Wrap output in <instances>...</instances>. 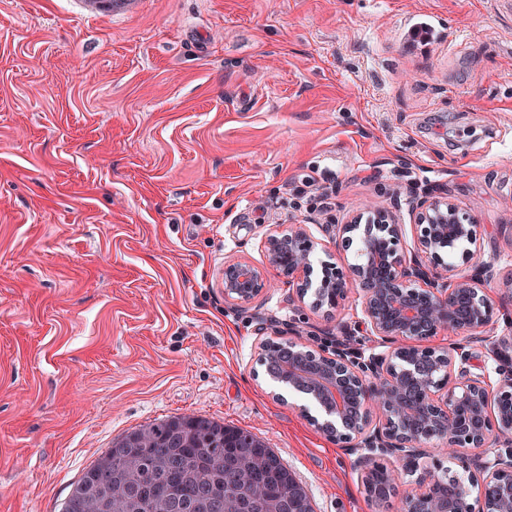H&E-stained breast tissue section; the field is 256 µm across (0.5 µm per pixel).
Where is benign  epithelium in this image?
Wrapping results in <instances>:
<instances>
[{
  "mask_svg": "<svg viewBox=\"0 0 512 512\" xmlns=\"http://www.w3.org/2000/svg\"><path fill=\"white\" fill-rule=\"evenodd\" d=\"M415 252L401 245L403 225L385 207L368 218L358 213L328 224L336 245L355 248L342 266L313 259L322 243L306 224H290L264 239L266 263H224V297L245 307L264 296L271 277L292 288V297L331 316L348 293L362 292V325L389 344L363 367L342 353L328 355L287 340L272 359L277 383L306 396L319 411L310 422L330 440L359 448L358 466L371 481L372 452L405 461L412 490L402 512H512V451L487 457L497 443L512 448V363L473 364L472 342H484L499 309L485 288L494 261L476 250L479 225L448 196L431 190L411 198ZM450 260H445L443 254ZM467 343L421 346L442 333ZM448 449L479 483L450 469L420 465L430 445Z\"/></svg>",
  "mask_w": 512,
  "mask_h": 512,
  "instance_id": "1",
  "label": "benign epithelium"
}]
</instances>
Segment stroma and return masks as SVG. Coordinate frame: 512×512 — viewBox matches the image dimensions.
<instances>
[{
  "label": "stroma",
  "mask_w": 512,
  "mask_h": 512,
  "mask_svg": "<svg viewBox=\"0 0 512 512\" xmlns=\"http://www.w3.org/2000/svg\"><path fill=\"white\" fill-rule=\"evenodd\" d=\"M427 190L479 224L512 336V0H0V512H60L113 439L191 413L265 441L314 512H399L258 361L380 351L359 296L241 308L222 273L307 219L354 262L323 224L374 207L413 250Z\"/></svg>",
  "instance_id": "1"
}]
</instances>
